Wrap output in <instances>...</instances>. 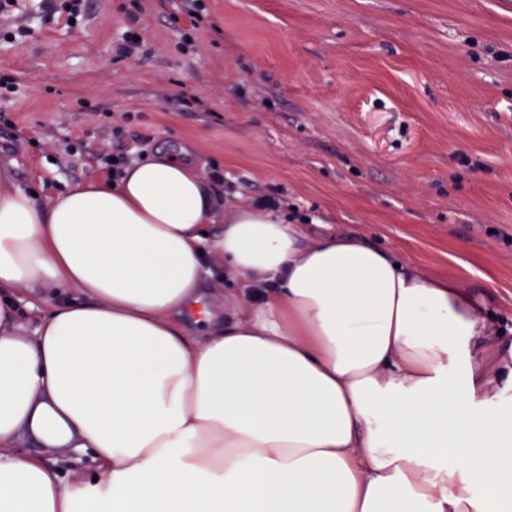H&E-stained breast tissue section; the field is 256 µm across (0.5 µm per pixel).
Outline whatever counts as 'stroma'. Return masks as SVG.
<instances>
[{
	"label": "stroma",
	"mask_w": 512,
	"mask_h": 512,
	"mask_svg": "<svg viewBox=\"0 0 512 512\" xmlns=\"http://www.w3.org/2000/svg\"><path fill=\"white\" fill-rule=\"evenodd\" d=\"M87 2L73 26L51 0L0 19L15 185L49 201L112 179L101 153L183 147L225 209L297 206L312 235L494 288L512 326V0H205L197 22ZM131 27L150 52L116 59ZM179 91L203 111L169 106Z\"/></svg>",
	"instance_id": "35a3bbf8"
}]
</instances>
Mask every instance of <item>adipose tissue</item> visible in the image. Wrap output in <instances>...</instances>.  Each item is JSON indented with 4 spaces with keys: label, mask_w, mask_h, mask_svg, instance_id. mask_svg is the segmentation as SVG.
<instances>
[{
    "label": "adipose tissue",
    "mask_w": 512,
    "mask_h": 512,
    "mask_svg": "<svg viewBox=\"0 0 512 512\" xmlns=\"http://www.w3.org/2000/svg\"><path fill=\"white\" fill-rule=\"evenodd\" d=\"M217 210L181 149L50 201L0 183V512H512L498 294ZM58 456L62 461H67L71 457L74 459L66 462L63 466V478L65 483L73 482L80 477L82 474L89 472L93 469L94 464L89 457L84 455H78L73 452V448H65L58 453ZM75 458H80L77 460Z\"/></svg>",
    "instance_id": "obj_1"
}]
</instances>
